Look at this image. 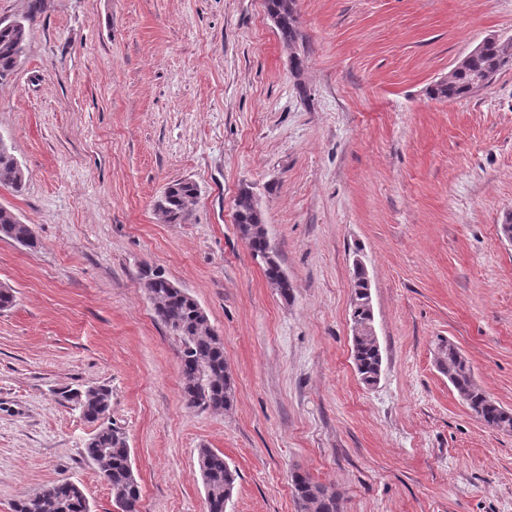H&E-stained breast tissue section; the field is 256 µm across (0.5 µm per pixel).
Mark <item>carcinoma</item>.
I'll return each instance as SVG.
<instances>
[{
    "mask_svg": "<svg viewBox=\"0 0 512 512\" xmlns=\"http://www.w3.org/2000/svg\"><path fill=\"white\" fill-rule=\"evenodd\" d=\"M265 7L283 41L292 44L297 37L296 0H265ZM26 37V28L21 23L0 25V79L15 71ZM509 68H512V39L488 40L451 80L435 83L430 94L437 100L462 99L471 94L476 82L491 81L500 71ZM0 185L16 192L25 186L24 171L10 151L1 149ZM197 194L195 183L175 181L165 188L156 211L164 223L182 224L187 221L189 206ZM235 222L251 254L264 256L263 271L268 283L282 297H288L291 284L283 276L278 253L270 248L262 213L248 186L241 188L235 199ZM0 239L12 240L34 251L41 246L31 225L22 223L13 211L4 207H0ZM170 283L160 270L143 274L142 285L153 304L156 319L182 343V397L189 407L226 411L234 402V384L224 358V342L213 331L207 313L198 302L184 290L170 287ZM369 297L363 275L354 272L350 320L361 327L362 333L352 337V354L356 371L365 384L370 383L382 365L380 346L376 337L367 331ZM439 364L477 417L491 428L512 432V413L476 386L471 366L457 347L450 343L441 348ZM62 399L79 406L83 419L95 426L85 443V454L111 487L117 508L120 512H139L141 489L131 465L126 435L105 418L112 410V390L105 386L67 389L62 392ZM198 466L210 512H224L234 491L236 471L231 469L223 453L207 447L198 450ZM293 488L302 512H340V498L335 489L314 481L308 474L296 472ZM13 512H90V508L80 486L63 479L20 497L13 504Z\"/></svg>",
    "mask_w": 512,
    "mask_h": 512,
    "instance_id": "1",
    "label": "carcinoma"
}]
</instances>
